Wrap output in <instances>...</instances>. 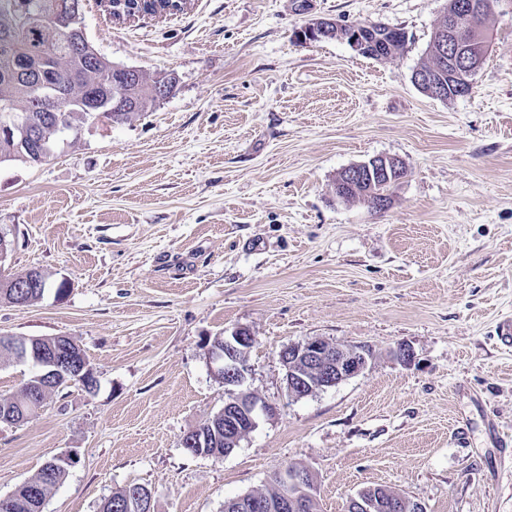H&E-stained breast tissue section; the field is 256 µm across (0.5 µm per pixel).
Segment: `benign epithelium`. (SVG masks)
<instances>
[{"label":"benign epithelium","mask_w":512,"mask_h":512,"mask_svg":"<svg viewBox=\"0 0 512 512\" xmlns=\"http://www.w3.org/2000/svg\"><path fill=\"white\" fill-rule=\"evenodd\" d=\"M344 24L333 19H320L297 32L302 41H317L322 38H336L347 42L354 50L376 59L385 58L386 42L381 35L383 25L377 23L362 24L350 32L343 30ZM439 65L430 70L418 69L413 74V82L426 95L441 99L448 94L447 78L458 81L457 95L468 93L467 77L475 73L482 63V52L473 45L464 43L449 35V29L438 31ZM66 93L54 87L43 92L38 102L45 112L55 111L57 97ZM406 174L404 163L391 157H375L365 162L345 168L336 179L335 194L346 199L357 186L369 185L365 191V203L374 209H384L389 204L387 194L373 189L379 181L388 183L398 181ZM256 343L246 329H237L224 337L209 350V358L216 367L217 377L224 381V406L218 417L224 420V448L238 447L241 439L256 426L260 415L269 414L272 408L263 404L261 398L247 385L250 372L248 355ZM26 353L42 360L43 364L55 366L68 348L77 347L69 336L56 337L55 343L46 347L34 339L23 341ZM284 369V380L288 394L294 398H303L319 391L332 388L362 372L373 359V351L366 345L334 344L320 337H313L301 343L290 344L279 352ZM278 479L293 489V493L277 500L246 495L237 501L239 512H297L304 504V497L314 488L311 472L292 469L280 471ZM423 512L420 503L405 495L387 490L385 496L359 497L351 499L350 512Z\"/></svg>","instance_id":"1"}]
</instances>
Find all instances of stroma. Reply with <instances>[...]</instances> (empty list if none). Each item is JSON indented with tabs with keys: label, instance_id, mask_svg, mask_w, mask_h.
<instances>
[{
	"label": "stroma",
	"instance_id": "1",
	"mask_svg": "<svg viewBox=\"0 0 512 512\" xmlns=\"http://www.w3.org/2000/svg\"><path fill=\"white\" fill-rule=\"evenodd\" d=\"M445 6L189 0L118 23L85 0L100 54L178 83L132 123L0 165L1 267L53 284L0 303V334L72 337L98 381L0 422L1 496L69 456L44 512H99L131 483L154 512H222L292 464L319 512L374 486L424 512H512V349L496 339L512 318V0L469 94L441 101L412 74ZM320 18L403 29L406 48L376 60L296 39ZM377 156L407 169L388 207L337 199L338 173ZM239 327L273 413L224 457L190 454L183 435L224 405L207 349ZM311 337L374 358L295 399L279 352Z\"/></svg>",
	"mask_w": 512,
	"mask_h": 512
}]
</instances>
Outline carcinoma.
<instances>
[{"instance_id":"cac0c4a2","label":"carcinoma","mask_w":512,"mask_h":512,"mask_svg":"<svg viewBox=\"0 0 512 512\" xmlns=\"http://www.w3.org/2000/svg\"><path fill=\"white\" fill-rule=\"evenodd\" d=\"M66 0H0V123L12 124V134L0 135V164L21 162L41 164L51 158L70 131L79 138L82 131L98 121L97 113L81 112L68 97L56 100V111L37 112L40 86H60L74 83L79 87L94 88L122 98L129 111L112 112L104 116L108 124H124L151 111L160 98L153 94L154 87L166 76L172 81L169 91H174L177 78L170 72L149 75L127 81L123 75L107 74L109 60L102 56L96 66H84L72 58L69 50L79 41L86 49L91 43L86 37L65 30L55 15L54 5ZM170 0H109L104 7L112 18L125 19L144 14L164 16L170 14ZM31 73V82L21 75ZM27 270L18 275L0 273V301L11 304H33L50 290L51 283L43 288H18L16 284L30 278ZM48 391L39 389L36 380L0 404L11 407L18 418L27 420L43 407ZM67 466H48L26 484L16 487L7 496H0V512H43L45 502L65 480ZM132 491L128 485L104 500L100 512H123L126 498Z\"/></svg>"}]
</instances>
